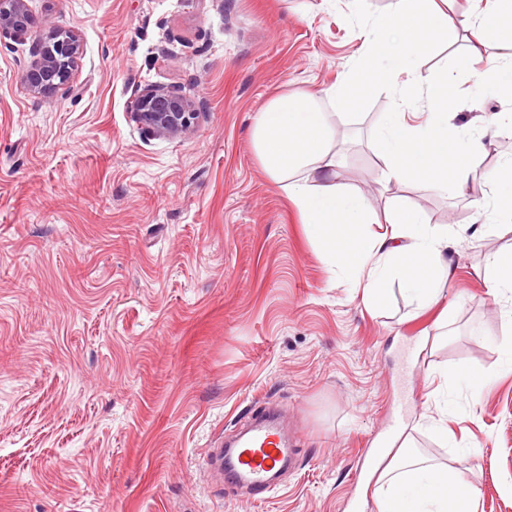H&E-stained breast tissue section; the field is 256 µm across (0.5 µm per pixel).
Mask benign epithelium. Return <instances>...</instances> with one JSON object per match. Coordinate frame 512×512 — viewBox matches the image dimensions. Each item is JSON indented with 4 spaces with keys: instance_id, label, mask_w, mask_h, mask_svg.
Returning <instances> with one entry per match:
<instances>
[{
    "instance_id": "benign-epithelium-1",
    "label": "benign epithelium",
    "mask_w": 512,
    "mask_h": 512,
    "mask_svg": "<svg viewBox=\"0 0 512 512\" xmlns=\"http://www.w3.org/2000/svg\"><path fill=\"white\" fill-rule=\"evenodd\" d=\"M33 23L27 0H0V37L24 38L31 33ZM31 55L26 80L33 90L67 88L81 56L79 36L50 25L45 36L33 40ZM132 116L143 134L174 137L187 133L199 113L183 89L148 85L134 99Z\"/></svg>"
}]
</instances>
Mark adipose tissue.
I'll use <instances>...</instances> for the list:
<instances>
[{
  "label": "adipose tissue",
  "mask_w": 512,
  "mask_h": 512,
  "mask_svg": "<svg viewBox=\"0 0 512 512\" xmlns=\"http://www.w3.org/2000/svg\"><path fill=\"white\" fill-rule=\"evenodd\" d=\"M370 34L368 54L322 95L270 96L253 118L251 141L261 168L294 205L331 272L351 279L364 302L377 309L387 306L392 285H400L409 306L421 312L445 301L453 245L468 228L429 224L403 204L372 216L363 193L338 177L345 154L331 108H352L378 85L410 76L423 99L422 111L385 114L374 137L386 177L420 180L438 194L467 187L481 164L486 129L455 124L448 110L447 72L425 77L416 62L438 41L458 45L468 61L487 38L512 43V0H487L484 12L471 22L449 15L438 0H394L390 12L375 19ZM482 181L506 203L486 213V225H512V158L484 172ZM378 220L384 231L370 232L369 224ZM477 274L493 300L511 299L512 249L485 254ZM399 457L375 481L376 512H453L455 505L472 502L475 489L464 469L405 446Z\"/></svg>",
  "instance_id": "ef3b65f1"
}]
</instances>
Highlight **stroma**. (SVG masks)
I'll list each match as a JSON object with an SVG mask.
<instances>
[{
	"mask_svg": "<svg viewBox=\"0 0 512 512\" xmlns=\"http://www.w3.org/2000/svg\"><path fill=\"white\" fill-rule=\"evenodd\" d=\"M28 5L76 32L82 56L69 90L37 94L30 40L0 39V512H376L358 465L399 411L420 453L471 451L472 512H512V303L475 272L512 232L458 240L447 323L398 289L367 309L251 143L270 95L319 92L358 63L390 0ZM457 55L438 44L419 67L453 77L457 123L490 124L489 170L512 156V128L494 122L512 99L482 74L512 46L489 41L469 68ZM149 84L190 95L192 131L141 133L131 102ZM422 109L383 86L337 117L341 180L377 213L405 203L433 224H479L489 187L383 180L380 118ZM463 370L489 380L473 391ZM261 407L285 411L298 463L256 499L205 458Z\"/></svg>",
	"mask_w": 512,
	"mask_h": 512,
	"instance_id": "1",
	"label": "stroma"
}]
</instances>
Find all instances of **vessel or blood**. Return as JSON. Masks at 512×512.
Instances as JSON below:
<instances>
[{"instance_id": "1", "label": "vessel or blood", "mask_w": 512, "mask_h": 512, "mask_svg": "<svg viewBox=\"0 0 512 512\" xmlns=\"http://www.w3.org/2000/svg\"><path fill=\"white\" fill-rule=\"evenodd\" d=\"M295 456V449L283 437L274 415L262 410L251 427L226 449L225 464L235 481L260 496L275 489L276 476L286 460Z\"/></svg>"}]
</instances>
